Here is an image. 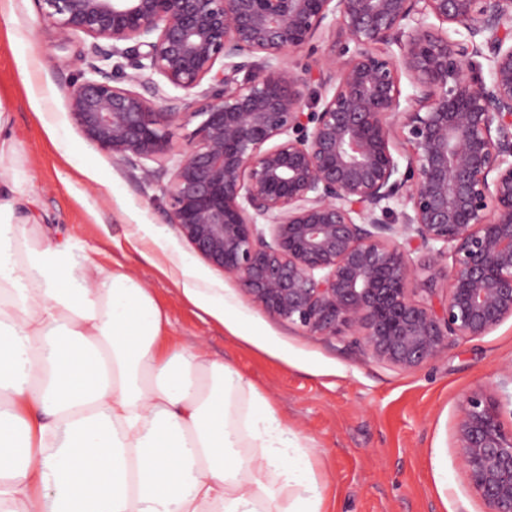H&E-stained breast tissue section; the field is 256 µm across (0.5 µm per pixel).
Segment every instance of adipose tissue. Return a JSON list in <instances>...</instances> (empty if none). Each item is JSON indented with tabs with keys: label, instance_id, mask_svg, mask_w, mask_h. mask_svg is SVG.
Here are the masks:
<instances>
[{
	"label": "adipose tissue",
	"instance_id": "ef3b65f1",
	"mask_svg": "<svg viewBox=\"0 0 512 512\" xmlns=\"http://www.w3.org/2000/svg\"><path fill=\"white\" fill-rule=\"evenodd\" d=\"M0 167V512H325L302 438L231 366L161 348L143 280L35 235ZM183 296L224 297L179 268Z\"/></svg>",
	"mask_w": 512,
	"mask_h": 512
}]
</instances>
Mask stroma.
I'll return each mask as SVG.
<instances>
[{"label":"stroma","instance_id":"stroma-1","mask_svg":"<svg viewBox=\"0 0 512 512\" xmlns=\"http://www.w3.org/2000/svg\"><path fill=\"white\" fill-rule=\"evenodd\" d=\"M89 45L42 23L36 0H0V105L26 180L23 216L72 235L103 267L142 277L169 316L165 348H202L253 381L313 448L329 512H486L458 462L455 425L467 393L512 403V318L407 371L366 357L352 337L269 316L167 224L163 180L144 182L83 137L69 107L76 71L64 62ZM146 252L219 288L242 336L190 304Z\"/></svg>","mask_w":512,"mask_h":512}]
</instances>
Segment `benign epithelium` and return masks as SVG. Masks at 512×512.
<instances>
[{"label":"benign epithelium","instance_id":"obj_1","mask_svg":"<svg viewBox=\"0 0 512 512\" xmlns=\"http://www.w3.org/2000/svg\"><path fill=\"white\" fill-rule=\"evenodd\" d=\"M37 3L92 39L69 101L83 136L148 182L171 164L167 223L266 314L403 370L512 318V0ZM325 30L317 76L290 66ZM426 268L438 298L414 288ZM455 433L472 490L512 512L499 399L465 395Z\"/></svg>","mask_w":512,"mask_h":512}]
</instances>
